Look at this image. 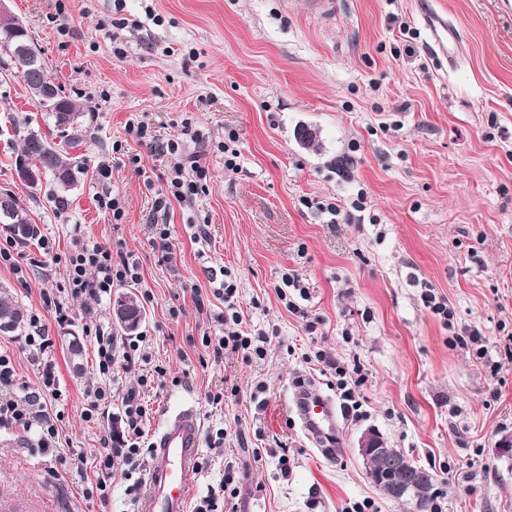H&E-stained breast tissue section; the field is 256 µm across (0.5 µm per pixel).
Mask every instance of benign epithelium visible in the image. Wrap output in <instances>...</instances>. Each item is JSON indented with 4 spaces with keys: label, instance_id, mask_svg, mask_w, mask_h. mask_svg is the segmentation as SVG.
Segmentation results:
<instances>
[{
    "label": "benign epithelium",
    "instance_id": "benign-epithelium-1",
    "mask_svg": "<svg viewBox=\"0 0 512 512\" xmlns=\"http://www.w3.org/2000/svg\"><path fill=\"white\" fill-rule=\"evenodd\" d=\"M7 2L8 0H0V30L19 31L24 28V23L12 13ZM11 60L22 62L28 74L40 66L38 57L31 53L28 43L24 40L14 41ZM7 199L13 200L15 196L1 191V223L9 224L23 216L29 217L26 208L19 202L16 203L17 209L10 211V206L5 203ZM357 453L363 461L366 478L373 486L393 499L417 502V493L424 484L421 473L423 466L404 458L389 459L390 449L384 446L382 435L375 429H367L360 435ZM386 458L389 459L388 464H379V461Z\"/></svg>",
    "mask_w": 512,
    "mask_h": 512
}]
</instances>
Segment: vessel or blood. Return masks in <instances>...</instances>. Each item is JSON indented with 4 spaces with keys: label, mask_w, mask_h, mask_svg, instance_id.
Segmentation results:
<instances>
[{
    "label": "vessel or blood",
    "mask_w": 512,
    "mask_h": 512,
    "mask_svg": "<svg viewBox=\"0 0 512 512\" xmlns=\"http://www.w3.org/2000/svg\"><path fill=\"white\" fill-rule=\"evenodd\" d=\"M295 405L304 429L329 442L325 454L334 456L339 430L333 400L305 390L297 394ZM200 441L201 423L194 410L180 411L165 421L154 438L141 512H188V477L196 466Z\"/></svg>",
    "instance_id": "obj_1"
}]
</instances>
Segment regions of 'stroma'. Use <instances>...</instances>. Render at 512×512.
I'll return each instance as SVG.
<instances>
[{
	"label": "stroma",
	"mask_w": 512,
	"mask_h": 512,
	"mask_svg": "<svg viewBox=\"0 0 512 512\" xmlns=\"http://www.w3.org/2000/svg\"><path fill=\"white\" fill-rule=\"evenodd\" d=\"M300 3L10 0L96 141L75 150L81 172L59 198L17 180L20 134L42 118L15 65L0 57V190L16 195L56 253L67 252L78 226L138 262L142 284L121 290L151 292L139 333L167 372L150 397L147 435L189 406L203 435L226 432L222 454L201 445L191 502L218 490L229 460L236 498L217 512H409L365 476L355 448L374 428L387 447L438 473L436 512H512V459L496 452L512 435V0H330L321 16ZM428 8L454 28V60L441 55ZM134 117L149 124L156 148L127 134ZM304 130L310 143L300 140ZM231 133L234 172L217 149ZM171 139L204 154L207 188L163 215L154 203L169 166L160 147ZM100 194L120 198L121 221L99 208ZM359 199L362 224H333L321 211ZM162 220L169 263L152 244ZM291 269L309 289L302 302L315 332L278 296ZM221 271L237 283L247 325L271 333L264 358L246 364L228 352L217 363L201 344L224 332V303L210 284ZM59 281L46 264L21 276L0 266V285L54 341L46 358L63 393L68 451L58 460L35 452L23 430L0 432V504L8 512H137L121 459L112 461L107 500L85 490L122 393L137 388L143 370L115 365L111 404L82 418L84 389L97 378L86 324L115 329L112 300H71L70 320L58 323L42 293ZM428 290L450 318L425 307ZM199 296L209 300L201 310ZM71 331L83 336L78 370L64 341ZM320 350L364 374L359 414H337L332 461L293 409L301 386L338 395L334 370L313 361ZM260 383L261 409L251 400ZM217 391L224 398L215 405ZM281 447L287 467L254 456Z\"/></svg>",
	"instance_id": "stroma-1"
}]
</instances>
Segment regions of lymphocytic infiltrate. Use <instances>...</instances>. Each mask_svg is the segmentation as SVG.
I'll return each instance as SVG.
<instances>
[{
  "instance_id": "1",
  "label": "lymphocytic infiltrate",
  "mask_w": 512,
  "mask_h": 512,
  "mask_svg": "<svg viewBox=\"0 0 512 512\" xmlns=\"http://www.w3.org/2000/svg\"><path fill=\"white\" fill-rule=\"evenodd\" d=\"M163 153L169 155L172 166L165 177L166 196L159 199V207H166L169 200L187 203L206 186L207 169L197 153L185 152L182 142L171 140L163 145ZM63 281L70 297L90 296L102 298L111 292L117 283H141L142 277L136 263L126 258L115 257L111 246L82 236H75L72 247L63 260ZM238 288L233 281H222L216 288L217 297L224 300L223 335L205 338L204 346L214 360H221L225 351L241 353L244 361L263 357L270 341L268 333L247 329L243 326V315L237 304ZM30 331L24 338V346L35 361L41 364L42 388L25 396L13 395L15 369L11 356L0 353V430L22 428L36 429V446L43 453H50L59 438L57 423L59 414L49 412L42 401L43 393L58 396V379L55 365L45 355L53 341L38 315L29 318ZM99 381L88 385L85 390V407L82 416L92 420L102 404L111 402L112 387L116 381L112 368L116 359H123L126 366L149 364L150 358L139 341L117 342L111 332L102 325H94ZM146 407L136 391H128L123 399V411L119 417L123 430L109 433L102 438L103 450L99 454V467L108 471L113 458L119 457L131 468H139L143 454V420Z\"/></svg>"
}]
</instances>
